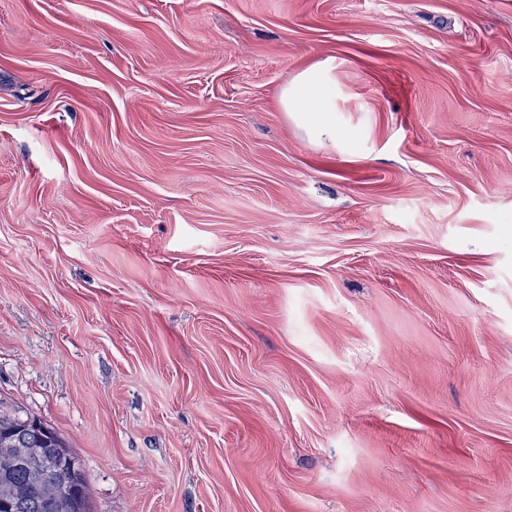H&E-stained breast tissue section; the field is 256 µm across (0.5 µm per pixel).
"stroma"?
Masks as SVG:
<instances>
[{
	"mask_svg": "<svg viewBox=\"0 0 512 512\" xmlns=\"http://www.w3.org/2000/svg\"><path fill=\"white\" fill-rule=\"evenodd\" d=\"M0 398L92 512H512V0H0ZM326 81L324 73L318 76L304 74L289 89L285 88L281 95L284 108L289 112H306L320 134H330L335 130L330 113L334 110L325 89Z\"/></svg>",
	"mask_w": 512,
	"mask_h": 512,
	"instance_id": "35a3bbf8",
	"label": "stroma"
}]
</instances>
